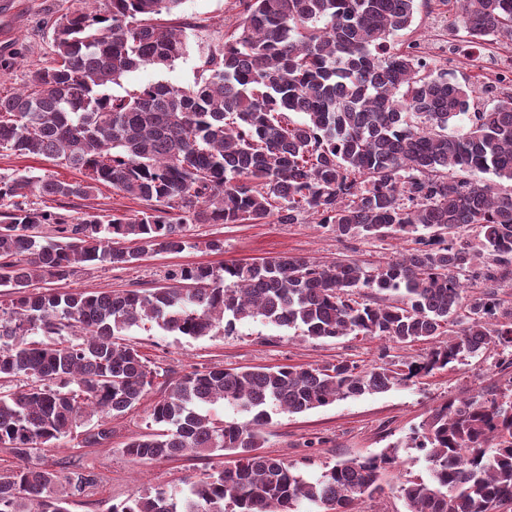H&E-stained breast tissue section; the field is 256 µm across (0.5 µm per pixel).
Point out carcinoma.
Masks as SVG:
<instances>
[{
    "label": "carcinoma",
    "mask_w": 512,
    "mask_h": 512,
    "mask_svg": "<svg viewBox=\"0 0 512 512\" xmlns=\"http://www.w3.org/2000/svg\"><path fill=\"white\" fill-rule=\"evenodd\" d=\"M431 0H235L233 31L190 87L107 91L145 66L171 67L189 26H161L183 0H105L52 19L51 55L29 85L0 94V148L77 171L71 181L0 176V512H69L97 482L89 467L30 466L55 442L112 439L110 418L151 391L158 371L125 332L145 322L193 339L260 320L301 336L351 334L430 350L369 368L195 369L149 408L155 429L122 448L131 461L186 453L231 462L180 490L141 489L110 512H355L383 492L396 456L344 459L310 480L263 451L272 413L301 414L383 393L481 354L512 366V69L477 91L409 37ZM448 42H512V0H459ZM108 184L147 202L134 214L79 216L30 197L88 199ZM308 214L351 240L410 236L401 257L370 265L280 255L179 266L156 288L56 293L37 284L92 265L132 266L191 246L190 224H297ZM54 224L60 239L41 235ZM473 229L478 243L458 232ZM482 291L470 295L469 282ZM459 326L454 337L448 325ZM80 332L83 337L72 339ZM45 337L43 341L33 336ZM23 382L10 390L14 382ZM222 401L245 414L212 418ZM428 478L400 486L406 512L512 509V394L477 391L439 405L412 437Z\"/></svg>",
    "instance_id": "obj_1"
}]
</instances>
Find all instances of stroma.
Wrapping results in <instances>:
<instances>
[{"label": "stroma", "instance_id": "35a3bbf8", "mask_svg": "<svg viewBox=\"0 0 512 512\" xmlns=\"http://www.w3.org/2000/svg\"><path fill=\"white\" fill-rule=\"evenodd\" d=\"M80 4L81 0H13L14 13L0 14V57L15 58L16 63L9 70H0V86L19 89L28 85L38 63L50 51L47 19L58 10ZM457 11L456 0L432 13L419 10L413 23L415 36L432 57L447 60L448 70L456 78L480 88L495 73L512 66V51L504 48L490 51L465 43L445 47L443 25L453 20ZM176 19L192 26L186 55L168 69L141 68L125 77L121 84L112 86L113 94L122 95L157 81L178 87L194 85L202 74L204 61L223 44L225 31L236 22L234 0H184ZM17 169L60 180L77 177L76 171L47 158L0 149V175ZM188 236L192 246L182 253L157 254L123 269L101 265L83 267L66 280L51 281L50 286L60 291L104 292L153 288L163 285L167 270L175 266L217 267L230 262H259L284 254L319 262L347 258L385 261L399 257L410 245L409 238L404 236L385 240L360 237L344 242L309 216L298 224H193L188 228ZM214 238L223 239V252L205 249V241ZM126 340L159 371L149 401L113 418L110 443L84 447L68 437L43 457L47 464L92 468L99 477L88 496L72 505L70 512H108L111 505L126 500L136 489L150 486L179 489L187 478L223 465V457L202 459L193 455L137 464L122 452L130 437L147 431L150 400L160 398L170 382L194 369L215 364L227 368L316 367L339 359L368 367L383 356L408 360L427 349L423 343L402 347L351 335L339 339H305L296 329L278 328L258 320L237 324L223 336L200 339L171 334L149 323L131 329ZM500 359L499 349L492 348L381 394L339 400L302 414L273 415L264 451L297 463L306 476L316 477L338 461L376 455L395 447L399 465L385 472L383 493L364 498L358 510L406 512L399 492L401 482L411 476L428 474L421 452L406 445L411 429L448 398L507 388L512 383V368L500 369Z\"/></svg>", "mask_w": 512, "mask_h": 512}]
</instances>
